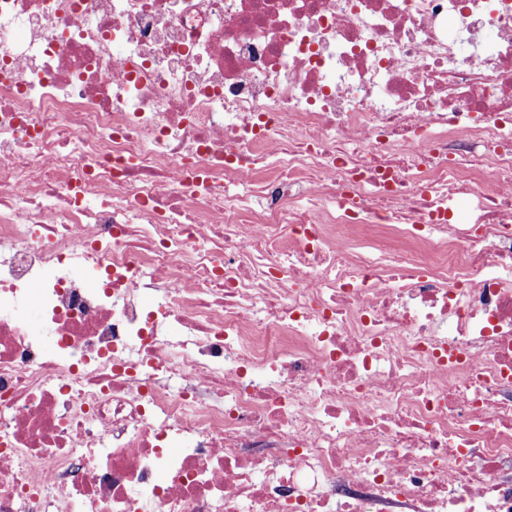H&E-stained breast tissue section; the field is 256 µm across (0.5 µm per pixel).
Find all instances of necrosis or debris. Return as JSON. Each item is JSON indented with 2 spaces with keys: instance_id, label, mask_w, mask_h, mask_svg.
Returning a JSON list of instances; mask_svg holds the SVG:
<instances>
[{
  "instance_id": "obj_1",
  "label": "necrosis or debris",
  "mask_w": 512,
  "mask_h": 512,
  "mask_svg": "<svg viewBox=\"0 0 512 512\" xmlns=\"http://www.w3.org/2000/svg\"><path fill=\"white\" fill-rule=\"evenodd\" d=\"M0 512H512V0H0Z\"/></svg>"
}]
</instances>
